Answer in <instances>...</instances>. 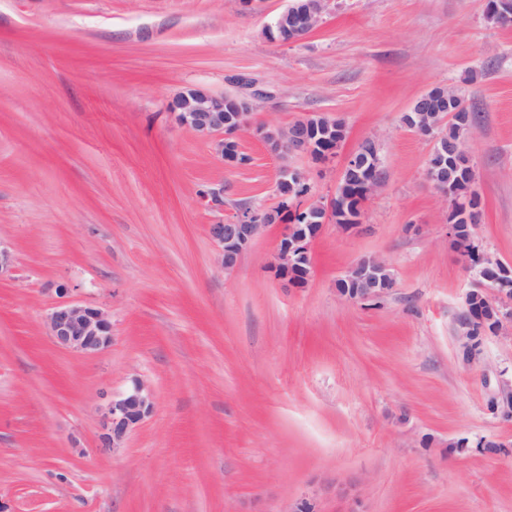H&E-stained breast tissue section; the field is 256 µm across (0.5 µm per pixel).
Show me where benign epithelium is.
<instances>
[{"label":"benign epithelium","mask_w":512,"mask_h":512,"mask_svg":"<svg viewBox=\"0 0 512 512\" xmlns=\"http://www.w3.org/2000/svg\"><path fill=\"white\" fill-rule=\"evenodd\" d=\"M327 0H309L305 4L290 5L283 11L285 21L267 28L269 36L282 43H292L309 34L319 24ZM486 19L500 26L512 24V0H487ZM464 104L455 91L436 87L432 93H424L414 102L412 109L418 112L420 121L417 133L428 140H439L437 114L446 112L460 120L469 119L463 113ZM177 123L209 139L215 157L229 166L243 165L247 158L240 153L238 138L249 128L247 120L250 104L239 98H228L211 94L198 88L182 91L172 102ZM261 136H272L267 142L270 150L287 158L292 151L312 154L316 140L312 137L307 121L302 120L286 130H266L256 127ZM376 165L365 171L366 194H371L385 184ZM302 181V175L288 164H283L278 173L277 191L282 200H288L295 184ZM334 199L314 204L313 210L320 216L313 234L306 236L298 232V225H286L280 241L275 268L288 269L301 259H310L311 242L319 235L323 225L329 222L334 209ZM280 223L273 210L255 211L244 209L232 224L221 222L208 225V235L219 251V261L226 269L234 268L241 255L270 226ZM484 268L476 272V287L466 298L465 310L457 318L459 350L464 358L472 357L477 351L481 337L474 335L475 322H480L487 333L498 332L503 323H512V308L506 309L487 298L495 288L501 294H509L507 288L512 280V268L490 257H482ZM387 264L375 257H364L350 266L341 279L347 284L343 296L355 301H367L380 297L388 291L389 283L379 276ZM57 291L63 300L59 301L47 315L49 335L61 347L75 352L92 355L107 348L113 340L112 322L102 309L83 306L65 299L69 288L59 286ZM496 409L512 419V383L504 384ZM154 402L148 387L136 379L132 386L107 403L99 435L100 447L120 448L126 437L153 413Z\"/></svg>","instance_id":"7a95c632"}]
</instances>
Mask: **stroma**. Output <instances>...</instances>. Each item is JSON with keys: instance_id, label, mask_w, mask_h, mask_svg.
<instances>
[{"instance_id": "stroma-1", "label": "stroma", "mask_w": 512, "mask_h": 512, "mask_svg": "<svg viewBox=\"0 0 512 512\" xmlns=\"http://www.w3.org/2000/svg\"><path fill=\"white\" fill-rule=\"evenodd\" d=\"M289 4L0 0L5 512H512V420L492 406L512 380V325L460 355L475 279L426 177L433 144L403 122L432 88L465 97L475 243L512 264V26L488 23L485 0H328L284 44L266 29ZM189 87L244 99L271 128L338 119L345 138L321 163L245 132L248 162L230 167L176 124ZM368 140L387 180L360 227L324 225L304 287L273 270L279 224L220 265L208 225L278 207L285 162L308 188L298 207L330 199ZM364 256L394 286L354 302L336 281ZM62 284L109 314L99 354L48 336ZM135 379L155 412L100 452L103 396Z\"/></svg>"}]
</instances>
